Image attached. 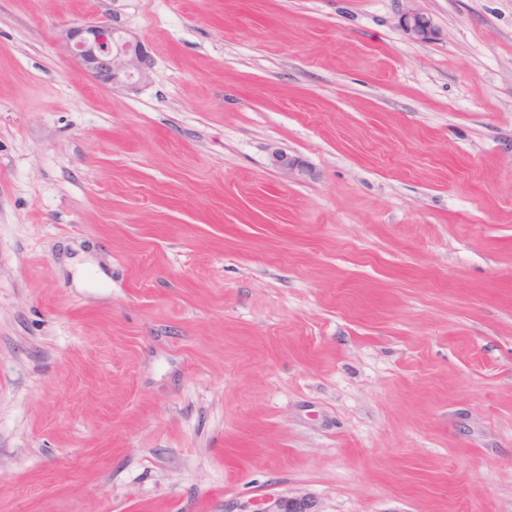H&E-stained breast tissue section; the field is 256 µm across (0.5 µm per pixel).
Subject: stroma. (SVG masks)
Masks as SVG:
<instances>
[{"mask_svg":"<svg viewBox=\"0 0 512 512\" xmlns=\"http://www.w3.org/2000/svg\"><path fill=\"white\" fill-rule=\"evenodd\" d=\"M300 497L512 512V0H0V512ZM401 26L416 40H426L432 29L429 18L418 12H410L401 20ZM58 42L99 84L122 82L135 86L150 79L152 63L141 41L105 21L64 28ZM271 161L275 168L294 180L308 175V169L300 159L282 150L273 151Z\"/></svg>","mask_w":512,"mask_h":512,"instance_id":"35a3bbf8","label":"stroma"}]
</instances>
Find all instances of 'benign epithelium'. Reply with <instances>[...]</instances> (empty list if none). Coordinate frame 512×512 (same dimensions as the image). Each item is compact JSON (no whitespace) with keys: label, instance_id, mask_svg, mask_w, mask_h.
<instances>
[{"label":"benign epithelium","instance_id":"obj_1","mask_svg":"<svg viewBox=\"0 0 512 512\" xmlns=\"http://www.w3.org/2000/svg\"><path fill=\"white\" fill-rule=\"evenodd\" d=\"M401 26L416 40L429 37L432 24L418 12H410ZM58 42L75 63L99 84L126 83L135 86L150 79L152 63L141 41L133 34L120 30L105 21L86 22L64 28ZM272 165L294 180L308 175V169L298 158L275 150ZM253 512H313L312 504L304 499L282 503L269 500Z\"/></svg>","mask_w":512,"mask_h":512}]
</instances>
